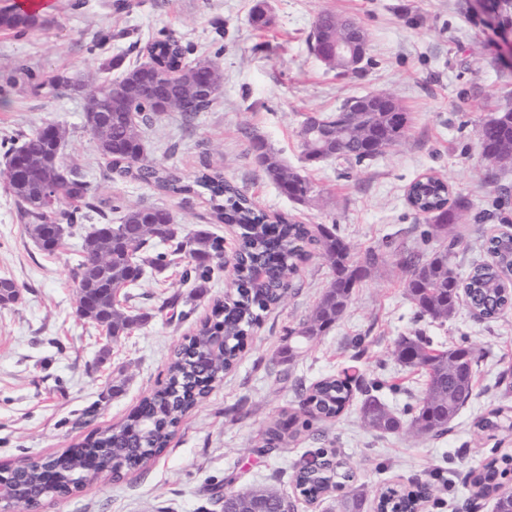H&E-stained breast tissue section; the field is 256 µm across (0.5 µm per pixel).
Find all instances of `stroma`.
Here are the masks:
<instances>
[{
  "label": "stroma",
  "instance_id": "35a3bbf8",
  "mask_svg": "<svg viewBox=\"0 0 512 512\" xmlns=\"http://www.w3.org/2000/svg\"><path fill=\"white\" fill-rule=\"evenodd\" d=\"M113 0H49L48 28L23 37L0 34V84L17 64L46 83L41 91L15 86L0 103V142L10 143L52 122L64 131L66 164L82 168L100 209L161 205L182 233L205 230L232 250L235 228L221 224L204 195L172 197L132 180L113 176L85 124L83 95L49 87L68 70L95 76L98 56L142 61L145 45L159 31L189 43L194 55L219 54L222 93L211 110L185 125L179 113H163L141 137L150 160L194 179L201 159L267 211L302 224H334L356 257L373 249L383 261L355 289L341 319L294 360L282 348L287 331L313 310L332 277L318 250L302 265L287 302L264 313L247 336L240 361L207 398L184 418L162 455L147 473L88 479L74 495L55 500L48 512H224L214 484L231 479L232 490L256 484L275 488L291 512H336L337 492L317 500L302 496L292 479L295 463L316 448H332L349 462L355 482L369 492L388 484L403 487L429 481L437 502L424 512H467L471 477L491 459L512 455V431H480L477 421L501 409L512 417V394L495 378L512 365V309L487 321L460 307L438 325L418 317L405 291L402 257L430 254L420 233L425 219L406 200L408 185L432 173L468 197L474 211L488 212L481 223L462 227L457 260L488 261L481 249L500 231L494 219L501 188L512 191V167L488 183L478 127L512 105V63L501 57L498 39L470 0H267L270 29L250 22L255 0H138L118 15ZM356 19L368 35L361 71L346 76L328 69L310 53L306 38L319 13ZM130 30L129 38L108 43L101 55L86 50L100 30ZM370 92L393 97L409 116L402 142L368 164L343 160L304 165L297 132L305 116L331 112L345 99ZM262 135L291 167L304 170L317 191L306 203L284 196L256 163L246 131ZM86 225L53 253L37 248L4 181L0 180V278L13 279L20 300L0 306V464L46 457L72 448L95 432L127 420L141 399L165 381L169 357L186 336L212 315L215 299L234 291L230 271L215 272L205 290L181 282L179 268L146 276L129 288L127 307L145 320L117 339L77 313L72 268ZM176 298L167 308L168 298ZM421 331L447 344L466 342L481 355L476 398L442 437L419 438L409 430L379 434L363 427L357 406L337 419L315 423L321 440L300 435L297 443L266 453L268 426L286 419L299 405L298 386L348 373L363 380L396 376L399 392L381 390L388 406L415 404L421 373L394 356L399 337ZM475 503V502H472ZM493 512L492 499L475 503Z\"/></svg>",
  "mask_w": 512,
  "mask_h": 512
}]
</instances>
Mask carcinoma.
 <instances>
[{
    "label": "carcinoma",
    "instance_id": "obj_1",
    "mask_svg": "<svg viewBox=\"0 0 512 512\" xmlns=\"http://www.w3.org/2000/svg\"><path fill=\"white\" fill-rule=\"evenodd\" d=\"M499 23L512 28V0H493ZM44 24L36 13L21 6L0 9V32L16 37ZM356 21L328 11L320 13L307 37L311 53L319 55L325 47L344 37ZM146 60L123 69L121 78H103L89 82L80 73L62 71L51 80L55 88L78 85L83 89L85 112L104 109L112 113L108 132L107 164L117 177L146 183L168 196L199 195L206 191L218 221L239 228L237 288L215 302L216 322L204 321L196 333L174 351L167 367L166 382L146 396L141 418L113 425L86 437L84 448L97 467L115 472L113 463L127 471L145 467L163 452L185 414L203 399L209 390L224 380L237 364L242 343L261 320L260 313L285 303L300 263L308 252L304 245L317 247L332 272L325 291L308 319L288 330V359L296 357L308 344L325 335L346 311L354 288L368 271L381 261V254L369 250L363 259L354 258L349 241L334 224H299L284 214H269L237 186L224 179V173L205 163L194 180L187 182L178 172L158 165L144 155L140 125L165 112L181 114L192 124L199 112L210 109L221 93L223 72L217 58H189L190 47L169 34L152 38L146 45ZM214 87V95L202 99L194 90L202 84ZM359 97H351L333 112H318L303 123L298 133L302 159L313 165L326 160L350 159L358 164L371 162L377 155L368 153L371 142L386 151L399 143L406 133L407 113L397 104L372 103L367 111H352ZM254 157L266 177L297 203L307 202L315 192L308 176L289 167L260 136L248 132ZM482 156L487 163L488 179L494 180L501 168L512 164V111L497 112L478 129ZM21 153L29 166L12 169L15 153ZM0 176L15 197L26 225H42L50 220L73 227L92 218L96 212L95 195L81 172L66 166L54 153L38 128L21 136L10 146ZM69 175L65 179L59 171ZM54 195V210H44V192ZM407 201L428 224L422 230L426 241L442 240L446 245L423 258L408 253L402 265L409 270L406 293L418 312L441 323L452 320L461 301L487 319L495 318L512 306V290L507 288L512 275V251L499 236L487 239L491 263H474L463 277L458 272L456 248L462 244L461 225L466 223L473 204L469 198L453 194L444 180L422 176L407 189ZM121 211L120 223L91 225L84 237L81 255L73 269L74 282L91 288L85 294L82 318L105 329L108 336H124L146 315L134 314L123 306L130 288L149 268L158 274L183 259L191 266L182 272V280H191L203 288L212 274L211 262L224 257V240L198 230L180 236L172 213L161 206H115ZM171 243L168 252H154L157 243ZM224 336V354L210 357L208 336ZM398 360L407 368L425 373V383L414 415L404 421L375 394L373 387L360 378L327 376L302 390L299 411L288 416V426L280 422L265 432L263 451L269 452L288 443L309 428L313 421L337 418L354 398L362 395L359 415L362 423L381 434L408 428L419 437H439L476 396L475 379L479 357L466 345L448 347L433 344L427 336H402L396 346ZM325 459L326 469L311 471L302 465L295 483L309 499L330 489L344 490L354 479L351 468L336 461L335 452L316 449ZM56 483L43 481V461L25 458L17 463L30 486L43 497L60 490L77 491L84 483L80 470L70 465L67 453L57 456ZM509 459L484 465L472 480L477 496L493 497V512H512V495L499 493V476L507 472ZM431 482L406 490L387 486L378 494V506L388 512H412L417 502L434 496ZM366 498L362 492L341 495L339 512H363ZM285 499L267 486H254L224 493V512H280Z\"/></svg>",
    "mask_w": 512,
    "mask_h": 512
}]
</instances>
